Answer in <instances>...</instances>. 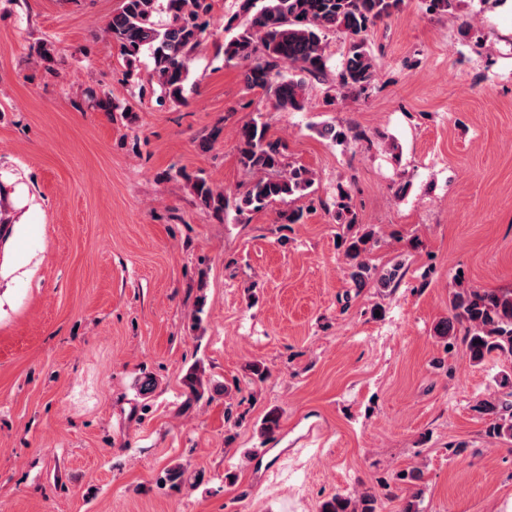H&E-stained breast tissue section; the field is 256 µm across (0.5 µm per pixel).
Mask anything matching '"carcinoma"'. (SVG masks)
Returning a JSON list of instances; mask_svg holds the SVG:
<instances>
[{"label":"carcinoma","mask_w":512,"mask_h":512,"mask_svg":"<svg viewBox=\"0 0 512 512\" xmlns=\"http://www.w3.org/2000/svg\"><path fill=\"white\" fill-rule=\"evenodd\" d=\"M237 11L224 24L234 34L224 40L226 62L242 63L246 90L262 92L283 112H300L308 105L310 82H327L329 57L326 37L341 32L350 44L336 70L333 82L347 92H362L376 77L374 59L367 50L365 34L390 18L402 0H236ZM211 0H121L107 24V34L128 66L147 52L153 60L156 91L160 100L173 104L186 101L190 89V61L211 25ZM319 134L336 144L363 137L353 128L325 125ZM239 162L253 175L245 192L234 200V211L243 217L266 209L273 202L311 194L314 173L303 165L286 162L282 143L267 134L266 125L256 120L237 131ZM191 190L199 203L219 217L229 209L224 191L197 176ZM348 193L338 190L334 202L336 220L352 226L356 218L347 203ZM373 234L346 238V254L352 259L347 277L361 289L370 284L397 287L404 277L399 263L380 270L366 257ZM451 348L463 346L478 363L496 354L512 357V290L495 291L461 286L449 300L448 318L438 325ZM506 392L476 403L474 410L484 418L488 438L512 440V376L499 381ZM184 406L200 400L206 389L199 367L184 377ZM422 473L410 469L396 475L395 484L405 497L402 512H420ZM320 512H378V497L366 491L356 498L335 494L321 504Z\"/></svg>","instance_id":"1"}]
</instances>
